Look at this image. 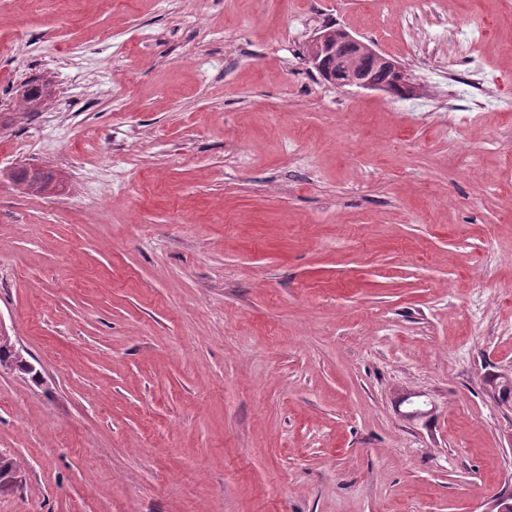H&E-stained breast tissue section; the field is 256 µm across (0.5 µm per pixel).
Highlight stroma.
Here are the masks:
<instances>
[{"label":"stroma","mask_w":512,"mask_h":512,"mask_svg":"<svg viewBox=\"0 0 512 512\" xmlns=\"http://www.w3.org/2000/svg\"><path fill=\"white\" fill-rule=\"evenodd\" d=\"M326 23L420 96L325 82ZM0 324V512H486L512 0H0ZM28 178L29 180L21 185L39 195H48L58 188L56 178L43 169L37 167L28 168Z\"/></svg>","instance_id":"stroma-1"}]
</instances>
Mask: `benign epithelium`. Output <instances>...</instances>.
<instances>
[{
	"label": "benign epithelium",
	"instance_id": "benign-epithelium-1",
	"mask_svg": "<svg viewBox=\"0 0 512 512\" xmlns=\"http://www.w3.org/2000/svg\"><path fill=\"white\" fill-rule=\"evenodd\" d=\"M305 62L316 71L330 65L336 76L330 81L340 87L357 91L391 93V87L374 77V72H391L400 78L408 93H413L407 70L389 55L354 37L343 27L322 26L314 31L305 45ZM23 186L39 195H48L58 188L56 178L37 168H28V181Z\"/></svg>",
	"mask_w": 512,
	"mask_h": 512
}]
</instances>
